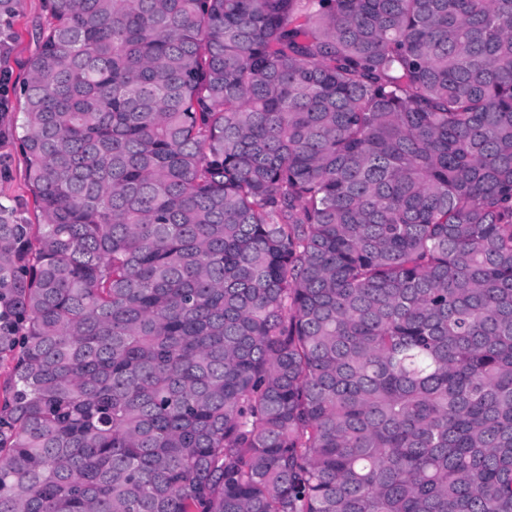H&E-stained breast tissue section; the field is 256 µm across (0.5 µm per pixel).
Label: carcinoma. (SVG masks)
I'll use <instances>...</instances> for the list:
<instances>
[{
	"mask_svg": "<svg viewBox=\"0 0 512 512\" xmlns=\"http://www.w3.org/2000/svg\"><path fill=\"white\" fill-rule=\"evenodd\" d=\"M43 7L0 512H512V0Z\"/></svg>",
	"mask_w": 512,
	"mask_h": 512,
	"instance_id": "cac0c4a2",
	"label": "carcinoma"
}]
</instances>
